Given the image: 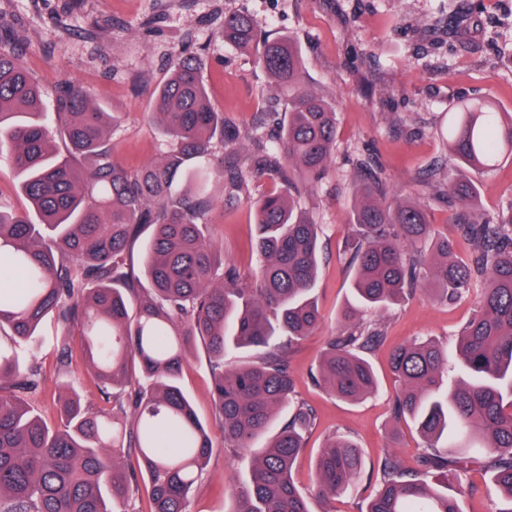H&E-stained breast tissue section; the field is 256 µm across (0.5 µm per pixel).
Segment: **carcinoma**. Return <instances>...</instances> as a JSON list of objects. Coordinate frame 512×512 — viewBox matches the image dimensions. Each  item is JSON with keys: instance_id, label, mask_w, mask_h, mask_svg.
Segmentation results:
<instances>
[{"instance_id": "carcinoma-1", "label": "carcinoma", "mask_w": 512, "mask_h": 512, "mask_svg": "<svg viewBox=\"0 0 512 512\" xmlns=\"http://www.w3.org/2000/svg\"><path fill=\"white\" fill-rule=\"evenodd\" d=\"M464 10L425 25L427 37L456 36ZM224 41L255 53L257 64L288 97V112L269 133L274 113H256L245 133L250 150L224 168L216 154L237 138L224 127L201 77V55L182 52L154 93L151 122L168 148L128 170L112 155L114 112L83 88L62 81L53 115L44 91L17 62L19 37L0 35V157L20 177L38 223L0 203V281L22 273L27 287H0V331L33 336L52 312L83 332L82 356L94 369L105 406L60 403L63 428L35 413L44 388L41 367L0 354V512H137L145 490L151 512H191L190 495L207 473L211 436L178 378L192 347L204 345L211 395L224 447L249 450L280 408L288 419L252 456L250 477L228 512H312L310 500H334L373 483L365 512H462L448 488H464L474 470L490 474L489 494L512 512V200L481 210L480 186L468 171L494 169L512 156V113L484 99L457 105L448 123V174L430 169L432 194L455 209L470 246L436 235L422 204L391 192L386 169L371 155L353 160L354 201L343 253L354 270L351 306L328 337L313 383L357 401L377 389L366 354L384 344L383 320L356 308L385 311L422 284L442 301L472 297L474 316L457 332L464 377L443 382L448 350L414 339L395 348L398 383L393 419L410 420L425 444L416 467L388 452L368 467L354 441L333 433L315 461L309 491L292 472L315 425L313 409L295 399L289 367L296 343L317 330L313 296L319 225L307 197L329 172L336 150V106L304 81V56L290 36L262 37L249 13L224 16ZM66 151L54 144L53 123ZM225 179L232 199L250 182L268 191L252 203L262 277L242 286L208 235L210 174ZM150 238L140 271L126 262L144 229ZM231 352L253 359L233 369Z\"/></svg>"}]
</instances>
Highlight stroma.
<instances>
[{
	"instance_id": "1",
	"label": "stroma",
	"mask_w": 512,
	"mask_h": 512,
	"mask_svg": "<svg viewBox=\"0 0 512 512\" xmlns=\"http://www.w3.org/2000/svg\"><path fill=\"white\" fill-rule=\"evenodd\" d=\"M474 3V17L462 33L430 42L420 25L447 12L448 0H0V29L22 35L19 61L37 81L47 87L62 79L77 81L93 102L120 113L121 122L112 131V154L131 170L165 147L146 114L173 57L186 47L201 49L202 78L227 127L245 131L254 113L273 99L266 72L219 36L226 14L247 10L258 30L293 37L304 53L306 83L335 101L333 164L307 202L320 226L322 260L314 295L323 322L290 358L297 397L316 414L294 467L301 488H310L315 459L336 431L354 438L367 463H376L391 449L412 464L422 437L412 422L392 417L389 355L416 336L454 347L459 327L474 312L473 300L445 304L430 293L416 292L382 314L386 342L371 356L379 380L375 394L346 402L311 381L327 338L351 299L353 270L341 245L352 203L348 174L353 159L373 154L394 190L415 197L427 191L422 171L448 154V114L461 99L488 98L499 111L512 112V0ZM472 178L483 186L485 211H497L512 199V157ZM209 193L216 202L211 233L225 261L243 281H258L261 267L250 250L256 229L247 201L223 204L222 181L216 177ZM64 332L53 314L26 342L13 343L7 332H0L1 348L20 361L41 364L47 384L33 405L53 426L60 423L59 396L76 392L85 403H102L93 373L81 361H74L69 373H58L56 345ZM180 385L214 443L208 477L191 495V512H227L246 480L250 454L222 441L203 347L192 350Z\"/></svg>"
}]
</instances>
